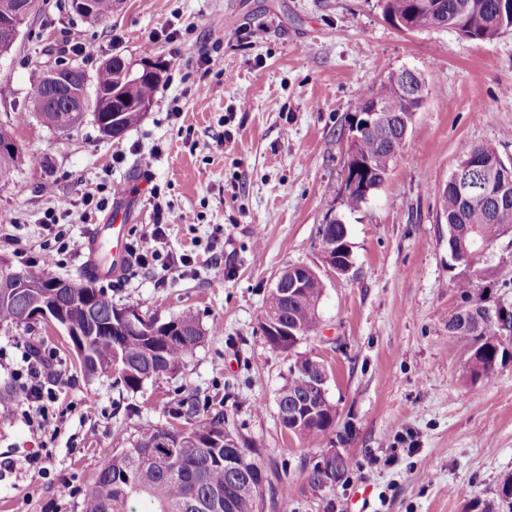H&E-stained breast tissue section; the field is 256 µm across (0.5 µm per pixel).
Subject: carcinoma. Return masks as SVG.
<instances>
[{"label": "carcinoma", "mask_w": 512, "mask_h": 512, "mask_svg": "<svg viewBox=\"0 0 512 512\" xmlns=\"http://www.w3.org/2000/svg\"><path fill=\"white\" fill-rule=\"evenodd\" d=\"M501 0H429V8L415 9L413 0H385L384 14L389 19L403 20L414 30L434 27L437 20L448 21L462 30L471 32L480 40L490 29L512 28V16H500ZM125 60L114 56L112 65L104 66L96 75L95 85L108 89L120 81ZM163 81L161 70L151 78L128 88L130 100H115L113 106L121 113L120 127L115 136H121L137 124L150 106L157 89ZM49 87L42 77L31 86L30 103L34 111L43 116L46 123L58 130H69L82 114L67 122H58L59 113L65 111L61 103L51 105L48 100ZM380 102L392 116L393 124L381 130L366 129L361 132V152L369 162L365 171L367 188L377 189L397 156L409 148L402 119L408 117L413 108L403 94L395 88L392 78L370 89L357 103V111H365L367 102ZM500 156L492 144L479 145L467 152V157L476 164H485ZM440 214L448 224V251L451 258L464 254L463 267L455 281V288L463 301L462 307L448 319V339L468 348L471 374L475 377H490L498 364L512 353L505 347L506 336L512 337V306L502 317L486 320L481 324L468 313L471 307L484 310L496 307L481 286L482 279L489 276L484 267L488 247L501 238V228L512 226V188L506 195L494 194L485 201L468 202L461 198L454 187L444 190ZM303 281L302 288L285 296L280 291L270 290L264 305V314L278 315L280 323L296 332L288 337L286 349H293L300 341L318 334L320 319L318 308L324 293V281L316 272L308 274L295 270ZM26 277L37 286L42 296H52V279L46 273L25 272ZM100 290L93 282L82 278L70 280L63 289L69 305L68 321L78 327L83 337L89 340L92 357L88 359L84 373L95 375L96 371L110 366L115 353H120L128 365L121 374L125 385L135 390L142 384V375L149 368L170 373L178 370L184 359L203 340L204 329L194 312L186 310L168 323L176 327L178 334L169 336L164 324L148 335L128 326H119L103 331L100 325L107 322L114 310L112 302H103L98 308H85L86 299L96 297ZM26 300H10L0 297V325L21 326L26 323ZM320 360L299 357L288 369L289 407L311 403L314 414L301 432L307 444L312 445L318 438L330 431L336 422V410L326 399L314 392L309 374L318 373ZM189 437L201 441L224 434V416H201L186 428ZM166 429L147 428L142 431L129 448L115 452L98 469L94 482L85 494L82 512H211L208 504L224 487L236 486V493L221 512H257V503L263 500V492L270 490L271 498L287 496L288 488L277 490L268 478L266 470L258 461L257 449L243 445L240 459L242 469L233 473L224 466V448L182 447L169 448L164 442ZM153 447L155 455L144 459L141 449ZM352 460L344 456L335 462L332 472L317 464L308 473L307 479L317 488L333 486L348 476Z\"/></svg>", "instance_id": "carcinoma-1"}]
</instances>
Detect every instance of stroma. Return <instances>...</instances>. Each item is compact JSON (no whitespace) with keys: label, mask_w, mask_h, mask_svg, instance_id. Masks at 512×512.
<instances>
[{"label":"stroma","mask_w":512,"mask_h":512,"mask_svg":"<svg viewBox=\"0 0 512 512\" xmlns=\"http://www.w3.org/2000/svg\"><path fill=\"white\" fill-rule=\"evenodd\" d=\"M384 0H116L111 20L87 21L70 0L39 8L0 54V123L21 148L0 182V262L31 270L51 236L40 219L57 211L86 237L77 200L118 184L134 199L132 239L154 222L140 189L149 175L160 202L194 213L170 219L162 257L97 281L118 308L166 321L193 311L203 341L173 373L128 389L113 373L84 376L65 331L42 320L0 326V388L40 347L56 401L55 433L30 427L18 401L0 403V512H82L100 465L147 427L183 428L179 400L225 425L264 466L288 478L279 512H482L512 474V361L491 378L471 375L448 341L462 304L460 271L439 216L442 187L475 145L512 159V28L490 41L447 27L407 32ZM177 40H168L169 32ZM218 52L224 70L202 59ZM162 67L142 120L106 139L92 113L62 133L28 102L48 67L81 66L88 78L112 56ZM414 70L427 96L410 149L357 210L344 203L348 125L359 98L393 72ZM180 117H172V106ZM341 219L353 264L324 271L321 228ZM186 254L167 270L164 254ZM323 270L317 336L272 349L261 330L266 297L287 265ZM491 298L512 303V237L488 254ZM329 368L335 427L315 446L288 434L277 397L296 356ZM361 479L318 489L307 475L333 450ZM40 452L38 464L19 467Z\"/></svg>","instance_id":"35a3bbf8"}]
</instances>
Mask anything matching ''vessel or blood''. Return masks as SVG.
Returning <instances> with one entry per match:
<instances>
[{"mask_svg": "<svg viewBox=\"0 0 512 512\" xmlns=\"http://www.w3.org/2000/svg\"><path fill=\"white\" fill-rule=\"evenodd\" d=\"M131 208L128 191H121L116 195L112 207V223L96 225L88 232L85 243L88 252L86 271L90 276H116L130 265L128 239Z\"/></svg>", "mask_w": 512, "mask_h": 512, "instance_id": "obj_1", "label": "vessel or blood"}]
</instances>
